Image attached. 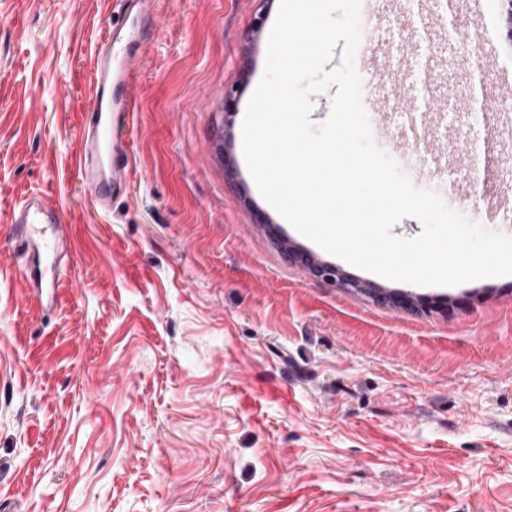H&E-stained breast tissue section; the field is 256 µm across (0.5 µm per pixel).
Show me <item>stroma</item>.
Returning <instances> with one entry per match:
<instances>
[{"label": "stroma", "mask_w": 512, "mask_h": 512, "mask_svg": "<svg viewBox=\"0 0 512 512\" xmlns=\"http://www.w3.org/2000/svg\"><path fill=\"white\" fill-rule=\"evenodd\" d=\"M279 3L155 0L131 172L103 211L72 159L115 0H0V512H512V275L390 281L262 198L242 124ZM360 30L362 103L389 120L375 146L411 141V174L420 141L446 142L413 186L512 237L503 0H377ZM36 191L74 244L53 310L11 236ZM289 256H293L299 259L302 263L308 265L310 269L314 272L318 277L323 278L324 280H328L334 282L336 287L339 288H352L354 280L349 279L346 275L341 273L337 268L329 266V265H321L314 260H312L306 254L295 253L292 250H289Z\"/></svg>", "instance_id": "35a3bbf8"}]
</instances>
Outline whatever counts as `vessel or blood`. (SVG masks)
<instances>
[{
    "mask_svg": "<svg viewBox=\"0 0 512 512\" xmlns=\"http://www.w3.org/2000/svg\"><path fill=\"white\" fill-rule=\"evenodd\" d=\"M119 12L98 51L91 75L85 144L75 166L98 204L120 193L130 173L125 131L134 119V83L156 19L153 0H118ZM61 206L35 192L13 211V237L22 255L21 273L49 309L61 301L66 275L63 259L71 240L62 231Z\"/></svg>",
    "mask_w": 512,
    "mask_h": 512,
    "instance_id": "obj_1",
    "label": "vessel or blood"
}]
</instances>
